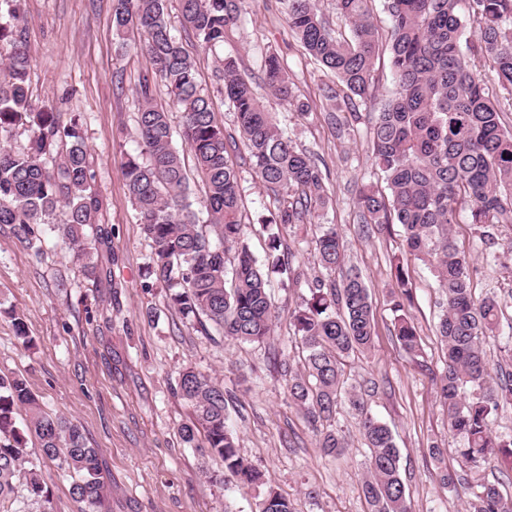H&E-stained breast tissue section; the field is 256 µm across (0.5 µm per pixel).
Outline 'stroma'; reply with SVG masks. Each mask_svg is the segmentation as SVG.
<instances>
[{
  "label": "stroma",
  "mask_w": 512,
  "mask_h": 512,
  "mask_svg": "<svg viewBox=\"0 0 512 512\" xmlns=\"http://www.w3.org/2000/svg\"><path fill=\"white\" fill-rule=\"evenodd\" d=\"M22 9V36L33 56V104L52 103L58 111L83 118L93 183L112 229L111 243L99 249L97 262L111 281L88 286L59 237L47 239L46 256L39 261L16 244L8 228H1L0 302L24 317L33 343L22 345L10 319L0 317V374L23 377L47 410L79 425L98 452L107 487L103 512H255L256 491L228 490L223 462L181 440L180 427L188 422L190 409L177 383L189 365L232 395L229 416L240 456L264 470L297 512H369L361 493L367 450L355 415L340 409L336 428L345 448L338 456L324 455L304 410L289 401L285 378L273 361L282 354L291 365L299 363L287 317L320 272L312 244L318 226H301L302 243L289 258L301 274L299 282L285 286L279 275L270 278L281 318L267 341L240 343L188 329L165 303L161 288L142 275L152 248L136 222L121 172L123 154L139 148L134 88L148 60L135 47L118 45L112 0H23ZM241 9L243 25L209 53L188 34L177 9H170L168 20L196 60L199 81L227 132H236L237 120L216 79V60L230 56L252 77L275 123L297 145L321 157L331 197L326 219L340 229L347 261L369 288L374 310L372 348L347 358V382L390 426L413 512H463L462 497L439 480L441 469L461 465L434 386L444 367L436 334L441 292L426 265L408 260L411 315L421 351H405L395 336L389 296L391 261L406 254L402 231L397 225L387 233L367 229L355 200L358 184L378 179L368 158L367 115L378 111L393 90L388 55L380 53L376 61L374 99L359 113L343 111L331 122L322 89L333 78L291 37L281 0H242ZM268 53L283 59L295 95L310 104L308 113L296 112L263 84L259 64ZM234 160L248 236L260 257L266 235L258 218L274 203L250 170L245 143H238ZM453 238L459 250L474 257L476 295L493 292L504 299L511 322L512 263L487 264L478 253V231L467 222L454 225ZM434 443L446 450L442 462L428 455ZM27 453L46 478L53 512H79L70 495L71 480L58 461L44 458L33 444Z\"/></svg>",
  "instance_id": "1"
}]
</instances>
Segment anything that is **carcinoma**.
<instances>
[{
	"mask_svg": "<svg viewBox=\"0 0 512 512\" xmlns=\"http://www.w3.org/2000/svg\"><path fill=\"white\" fill-rule=\"evenodd\" d=\"M373 2L334 0L337 17L349 29L345 37L323 18L320 0H288V28L305 53L336 79L337 88L327 87L326 94L339 108L364 106L374 97L375 60L382 49L388 50L394 90L369 116L371 161L383 185L369 182L359 188L360 217L379 231L400 225L410 256L430 267L444 297L437 335L444 345L445 368L436 391L448 414V431L459 439L453 452L471 470L493 457L512 472V435L494 429L499 409L512 403V378L494 380L485 351L486 340L499 336L503 303L494 293L475 296L470 258L458 250L451 233L452 225L464 218L480 231L488 261L512 254V238L497 251L488 231L495 224H512V130L504 128L500 101L462 50L470 25L477 36L470 52L492 60L497 83L512 102V0H385L386 43ZM0 4L7 6L11 19L0 22V43L10 44L7 57L0 58V225L9 227L38 259L47 236L60 235L70 246L72 261L96 281L100 271L92 244L108 242L112 230L101 223L103 201L93 184L83 123L76 117L65 122L61 113L33 104L32 53L13 25L21 17V0ZM179 4L183 24L204 49L223 44L228 30L244 20L240 0ZM113 16L119 43L126 45L133 31L142 34L136 48L151 63L136 87L140 150L121 160L136 221L152 246L144 276L164 289L167 305L195 331L262 343L280 317L267 289L268 276H291L283 230L315 223L329 202L319 157L299 148L274 123L237 61L222 60L218 71L224 99L247 141L253 174L278 201L262 220L266 250L258 260L243 222L228 138L198 80L196 61L168 23L167 0H113ZM260 71L275 97L298 112L308 111V103L294 95L278 55H265ZM160 83L179 114L177 128L172 113L155 103ZM18 134L26 135L19 147L13 145ZM177 135L191 152L205 188L204 220L193 208ZM315 257L326 275L311 283L310 298L290 314L303 371L277 359L288 373V396L308 414L327 456L344 448L334 422L339 401L346 397L367 448L361 492L370 512H411L391 430L366 409L356 390L345 389V359L372 345L369 289L357 271L345 267L336 225L321 227ZM390 295L395 336L405 350L416 353L419 335L408 313L412 288L400 260L394 264ZM2 315L11 319L23 344H29L24 319L0 306ZM178 392L193 417L180 428L183 443L197 448V434L203 433L204 447L224 462L237 486L259 491L257 512H296L263 470L239 456L224 387L189 366L179 373ZM29 438L44 457L63 460L72 479L71 494L84 505L81 512H99L104 485L97 450L88 446L78 425L45 410L18 375H0V512H11L8 506L20 486L32 512H53L43 472L27 458ZM465 507L466 512H512V497L504 496L496 483L481 482L471 488Z\"/></svg>",
	"mask_w": 512,
	"mask_h": 512,
	"instance_id": "1",
	"label": "carcinoma"
}]
</instances>
